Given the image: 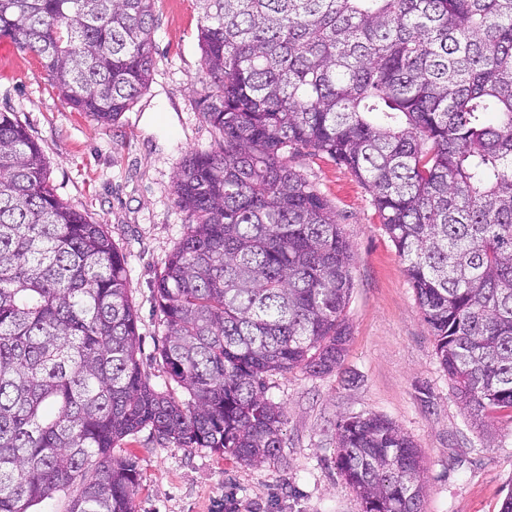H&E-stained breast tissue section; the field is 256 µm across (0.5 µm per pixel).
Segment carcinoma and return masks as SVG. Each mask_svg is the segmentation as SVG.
<instances>
[{
    "label": "carcinoma",
    "mask_w": 512,
    "mask_h": 512,
    "mask_svg": "<svg viewBox=\"0 0 512 512\" xmlns=\"http://www.w3.org/2000/svg\"><path fill=\"white\" fill-rule=\"evenodd\" d=\"M156 0H0V38L40 58L62 101L114 123L151 82ZM201 112L220 134L174 185L187 232L155 299L160 357H136L126 260L54 192L0 111V512L76 488L67 512H135L112 457L148 427L251 466L279 457L265 376L340 364L353 254L286 154H326L372 192L464 409L512 414V0H195ZM363 512H422L421 456L393 422L337 424Z\"/></svg>",
    "instance_id": "cac0c4a2"
}]
</instances>
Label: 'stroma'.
<instances>
[{
    "label": "stroma",
    "mask_w": 512,
    "mask_h": 512,
    "mask_svg": "<svg viewBox=\"0 0 512 512\" xmlns=\"http://www.w3.org/2000/svg\"><path fill=\"white\" fill-rule=\"evenodd\" d=\"M155 67L147 91L113 124L72 111L39 59L0 40V110L14 112L40 144L60 199L108 225L126 257L138 316L137 358L158 391L184 400L160 358L165 328L155 284L187 218L173 186L190 151L217 149L220 135L197 101L201 68L195 0H156ZM335 210L354 253L345 309L350 341L341 365L313 376L294 369L266 378L284 411L282 448L261 467L208 448L180 447L143 429L112 450L142 474L136 512H363L338 474L336 425L359 415L387 418L424 459V512H500L512 491V417L478 422L452 391L404 264L369 189L326 155L292 156Z\"/></svg>",
    "instance_id": "1"
}]
</instances>
